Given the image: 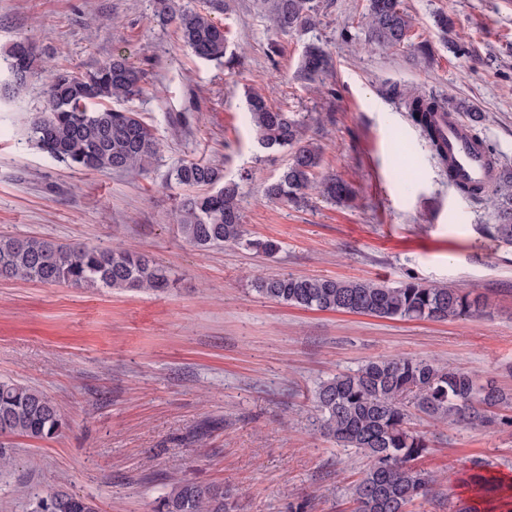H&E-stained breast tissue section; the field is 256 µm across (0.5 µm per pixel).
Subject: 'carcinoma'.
<instances>
[{
	"instance_id": "carcinoma-1",
	"label": "carcinoma",
	"mask_w": 512,
	"mask_h": 512,
	"mask_svg": "<svg viewBox=\"0 0 512 512\" xmlns=\"http://www.w3.org/2000/svg\"><path fill=\"white\" fill-rule=\"evenodd\" d=\"M274 28L283 33L315 25L314 0H263ZM157 16L171 21L183 45L206 61L224 59V29L208 14L182 7L179 0H155ZM368 41L393 48L408 37L411 18L401 0H368L364 16ZM10 80L7 92L26 86L38 75L34 44L20 38L3 51ZM332 65L316 43L305 47L301 74L314 82ZM50 106L29 121V138L39 149L76 170L143 172L156 160L161 144L151 127L131 109H115L142 92L140 77L128 62L112 58L84 72L51 70L45 75ZM247 110L258 143L265 149H288L291 161L265 190L272 200L299 205L315 189L330 202L352 198L351 186L334 177L316 180L321 151L304 139L303 120L294 112L270 105L263 95L247 96ZM406 108L412 123L429 142L438 162L444 161V138L435 114L448 110L436 96L409 94ZM170 178L183 190L177 208L178 227L193 246L207 249L232 243L267 255L279 251L273 240L247 238L238 207L239 186L224 181L223 168L211 162L187 161ZM500 223L494 237L512 244V168L503 166L495 185ZM0 277L43 285L157 291L170 287L166 269L149 257L121 246L63 244L36 237L0 235ZM254 290L280 304L320 311L443 322L479 311L480 302L460 288L406 281L388 287L372 280L316 279L292 273L259 276ZM320 432L343 448L367 458L356 484L352 512H407L428 494L433 476L414 466L429 448L426 437L409 426L413 407L434 422H463L476 430L499 420L497 410L512 405V393L483 384L470 372L427 359L378 358L353 373L323 381L315 394ZM66 426L57 404L39 388L0 382V473L15 466L11 438L46 440ZM475 495H505V489L481 473L470 476ZM62 499L66 509L51 504ZM35 512H98L79 494L56 492L37 503ZM154 512H238L222 483L181 480L157 501Z\"/></svg>"
}]
</instances>
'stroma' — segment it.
I'll return each mask as SVG.
<instances>
[{
    "label": "stroma",
    "instance_id": "1",
    "mask_svg": "<svg viewBox=\"0 0 512 512\" xmlns=\"http://www.w3.org/2000/svg\"><path fill=\"white\" fill-rule=\"evenodd\" d=\"M227 33L223 64L195 57L154 0H0V50L19 38L39 68L84 71L120 55L140 72L128 106L161 144L147 173L78 171L27 139L47 111L48 85L0 92V233L67 243L123 245L164 266L170 288H73L0 278V381L42 389L67 421L54 438H15L16 465L0 475V512H33L55 491L99 512H151L178 478L234 490L240 512H350L367 460L317 427L315 391L366 361L408 357L491 380L512 392V244L490 232L494 193L475 201L410 122L402 90H423L482 114V136L512 167V0H403L412 17L399 47H368L366 0H316L307 33L277 34L260 0H182ZM454 22L442 34L435 20ZM322 43L334 68L302 79L304 46ZM428 43L431 58L417 47ZM305 118L322 150L318 175L356 192L347 205L310 195L296 207L269 200L290 159L259 147L248 91ZM217 161L238 182L252 238L279 242L271 257L232 244L200 250L174 220L171 170ZM293 273L413 279L481 296L473 315L434 322L322 312L259 295L255 277ZM506 424L473 430L412 423L436 480L409 512H456L474 466L512 476V408Z\"/></svg>",
    "mask_w": 512,
    "mask_h": 512
}]
</instances>
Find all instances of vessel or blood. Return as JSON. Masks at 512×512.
I'll use <instances>...</instances> for the list:
<instances>
[{
    "label": "vessel or blood",
    "instance_id": "1",
    "mask_svg": "<svg viewBox=\"0 0 512 512\" xmlns=\"http://www.w3.org/2000/svg\"><path fill=\"white\" fill-rule=\"evenodd\" d=\"M438 124L447 140V167L455 181L491 190L498 161L487 144L470 137L457 113L439 115Z\"/></svg>",
    "mask_w": 512,
    "mask_h": 512
}]
</instances>
